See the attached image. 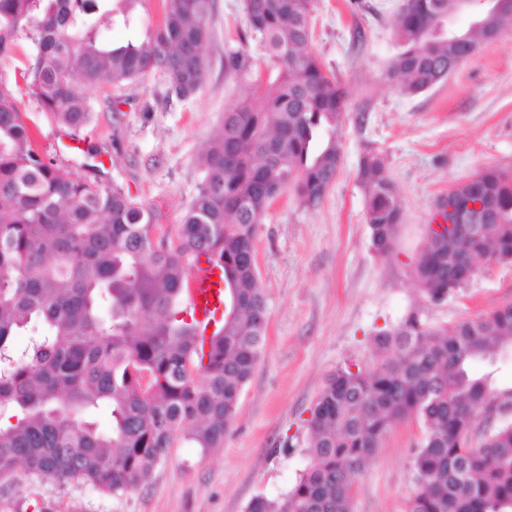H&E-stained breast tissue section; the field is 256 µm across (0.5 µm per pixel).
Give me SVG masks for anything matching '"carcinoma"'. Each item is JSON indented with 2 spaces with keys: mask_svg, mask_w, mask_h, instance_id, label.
<instances>
[{
  "mask_svg": "<svg viewBox=\"0 0 512 512\" xmlns=\"http://www.w3.org/2000/svg\"><path fill=\"white\" fill-rule=\"evenodd\" d=\"M137 0H0V58L21 40L22 72L42 110L67 129L87 124L85 90L119 87L154 72L171 104L205 78L213 0H162L146 38L116 42V14L130 25ZM460 0H404L390 76L410 93L480 44L512 27V0L479 13L478 25L434 34L459 16ZM314 0H244L243 42L264 51L276 88L242 49L225 72L244 89L224 113L204 158V177L175 240L156 236L158 212L119 188L72 177L40 154L14 94L0 87V477L81 481L107 493L136 489L184 439L219 448L261 357L267 314L258 286L256 232L272 202L293 192L314 207L336 179L346 94L310 49ZM358 180L374 250L393 246L404 213L384 157L368 151ZM458 209L479 202L490 224L427 238L413 275L441 302L464 284L456 273L512 262V175L483 170L448 192ZM206 257L224 274L226 312L206 337L186 319L189 269ZM37 329L22 350L14 338ZM369 364L326 379L309 418V464L279 498L257 496L246 512H351L354 480L398 423L425 438L411 457L406 512H512V386L494 382L512 348V303L477 318L432 326L410 312L374 336ZM108 406L112 429L93 415ZM500 410L482 441L483 412Z\"/></svg>",
  "mask_w": 512,
  "mask_h": 512,
  "instance_id": "obj_1",
  "label": "carcinoma"
}]
</instances>
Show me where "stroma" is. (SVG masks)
<instances>
[{
	"instance_id": "stroma-1",
	"label": "stroma",
	"mask_w": 512,
	"mask_h": 512,
	"mask_svg": "<svg viewBox=\"0 0 512 512\" xmlns=\"http://www.w3.org/2000/svg\"><path fill=\"white\" fill-rule=\"evenodd\" d=\"M401 3L315 0L310 49L346 93L342 163L320 203L304 207L283 193L258 226L267 337L223 447L179 441L144 483L119 495L19 468L0 478V512H245L252 498L294 485L308 463L310 407L336 368L372 360L376 331L411 312L446 326L512 303V264L479 272L438 303L424 298L412 276L449 190L489 168L512 173V31L482 44L445 81L408 94L389 76ZM209 26L204 83L181 103L165 104V81L150 73L121 88H88L90 123L76 132L59 127L24 89L32 53L24 41L0 59V86L15 95L42 154L72 176L152 206L172 235L203 179L200 158L241 95L224 71L225 53L242 47L256 67L266 66L259 47L241 42L243 0H213ZM369 150L385 158L405 212L385 256L372 247L356 178ZM424 437L416 421L394 427L355 479L352 512H405L410 458Z\"/></svg>"
}]
</instances>
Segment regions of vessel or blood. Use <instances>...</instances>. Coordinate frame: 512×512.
Returning a JSON list of instances; mask_svg holds the SVG:
<instances>
[{
	"label": "vessel or blood",
	"mask_w": 512,
	"mask_h": 512,
	"mask_svg": "<svg viewBox=\"0 0 512 512\" xmlns=\"http://www.w3.org/2000/svg\"><path fill=\"white\" fill-rule=\"evenodd\" d=\"M218 267L200 260L189 271L184 303L202 328L218 323L224 305V283Z\"/></svg>",
	"instance_id": "1"
}]
</instances>
